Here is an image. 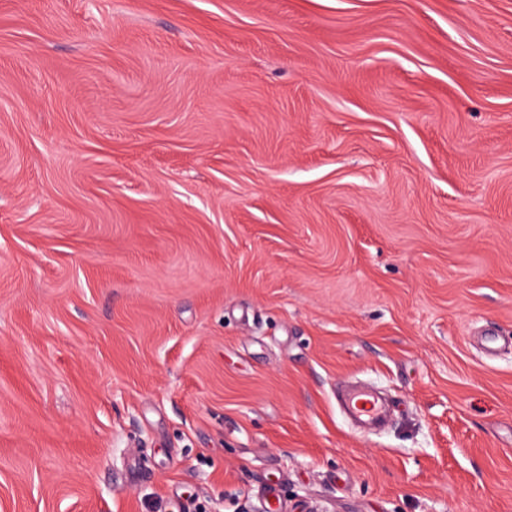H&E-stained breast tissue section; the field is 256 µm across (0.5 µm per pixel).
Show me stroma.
Returning <instances> with one entry per match:
<instances>
[{
  "label": "stroma",
  "instance_id": "1",
  "mask_svg": "<svg viewBox=\"0 0 512 512\" xmlns=\"http://www.w3.org/2000/svg\"><path fill=\"white\" fill-rule=\"evenodd\" d=\"M272 489L512 512V0H0V512ZM343 406L364 431L381 426L386 417V410L380 398L366 389L348 392L344 397Z\"/></svg>",
  "mask_w": 512,
  "mask_h": 512
}]
</instances>
